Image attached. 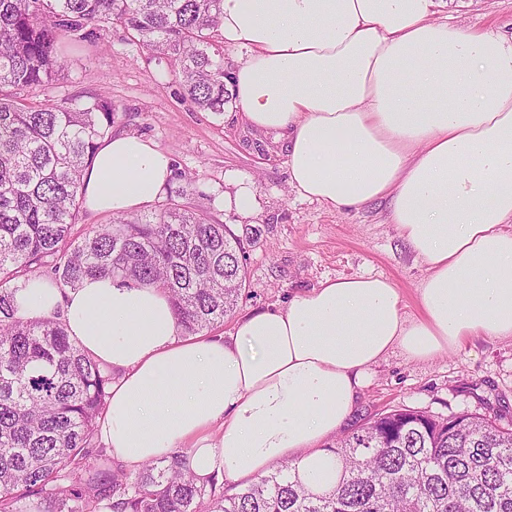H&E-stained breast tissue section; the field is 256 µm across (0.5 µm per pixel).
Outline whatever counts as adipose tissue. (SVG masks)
<instances>
[{"mask_svg": "<svg viewBox=\"0 0 512 512\" xmlns=\"http://www.w3.org/2000/svg\"><path fill=\"white\" fill-rule=\"evenodd\" d=\"M244 49L234 105L286 149L290 186L336 210L389 199L388 221L426 267L418 313L382 275L325 280L230 336L182 338L152 284L31 281L19 313H61L114 379L99 437L126 469L185 450L201 479L257 480L282 462L311 487L325 444L390 352L429 361L474 336L512 340V35L435 19V0H223ZM169 155L113 135L83 176L85 206H152Z\"/></svg>", "mask_w": 512, "mask_h": 512, "instance_id": "1", "label": "adipose tissue"}]
</instances>
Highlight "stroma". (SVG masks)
<instances>
[{
  "label": "stroma",
  "mask_w": 512,
  "mask_h": 512,
  "mask_svg": "<svg viewBox=\"0 0 512 512\" xmlns=\"http://www.w3.org/2000/svg\"><path fill=\"white\" fill-rule=\"evenodd\" d=\"M435 15L512 33V0H438ZM90 29L95 46L66 44L68 69L34 99L48 106L111 99L113 132L143 137L170 155L180 174L173 185L184 190L180 204L208 212L243 239L246 291L214 335H230L248 314L283 308L294 292L327 279L388 277L402 292L405 313L417 314L426 270L388 224V200L338 211L300 197L289 185L282 147L251 130L233 106L219 115L198 109L182 98L172 69L123 26ZM244 185L254 194L248 214L224 204ZM399 405L439 417L468 411L512 419V341L479 336L426 362L390 353L373 367L348 426Z\"/></svg>",
  "instance_id": "obj_1"
}]
</instances>
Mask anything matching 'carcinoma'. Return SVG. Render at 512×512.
<instances>
[{
	"label": "carcinoma",
	"instance_id": "1",
	"mask_svg": "<svg viewBox=\"0 0 512 512\" xmlns=\"http://www.w3.org/2000/svg\"><path fill=\"white\" fill-rule=\"evenodd\" d=\"M222 0H0V512H512V421L447 418L397 406L336 437V481L313 491L291 463L233 494L201 482L183 455L108 476L66 466L96 447L112 371L56 314L28 320L16 292L44 269L61 290L88 276L149 282L168 294L182 336L224 322L246 289L244 246L176 201L152 215L75 229L83 171L112 134V105L29 102L67 64L65 37L116 21L180 78L183 96L221 113L232 102L210 34Z\"/></svg>",
	"mask_w": 512,
	"mask_h": 512
}]
</instances>
